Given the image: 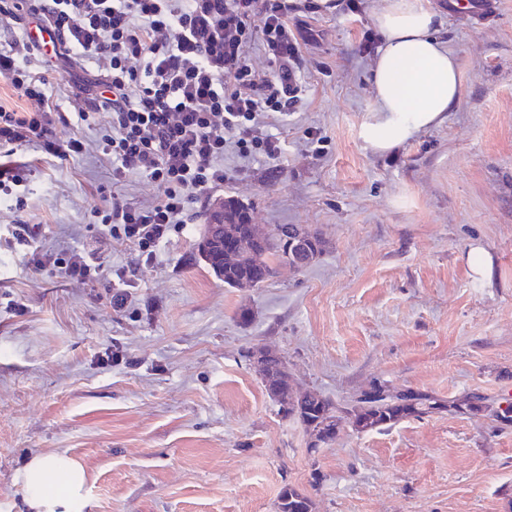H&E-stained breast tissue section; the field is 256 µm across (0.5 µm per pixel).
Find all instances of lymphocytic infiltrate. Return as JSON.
Returning <instances> with one entry per match:
<instances>
[{
  "instance_id": "obj_1",
  "label": "lymphocytic infiltrate",
  "mask_w": 512,
  "mask_h": 512,
  "mask_svg": "<svg viewBox=\"0 0 512 512\" xmlns=\"http://www.w3.org/2000/svg\"><path fill=\"white\" fill-rule=\"evenodd\" d=\"M321 9L320 0H48L37 20L58 44L20 34L0 45V78L27 101L0 103V193L25 186L29 169L16 154L26 144L61 160L87 153L81 138L61 145L53 137L63 114L46 74H67L78 123L110 116L99 148L112 161L113 183L142 171L158 188L141 205L113 194L89 229L132 243L152 261L176 225L191 221L190 189L223 185L217 161L227 144L247 157L280 154L257 118L288 114L298 101L300 42L289 21ZM257 43L274 73L249 64ZM52 261L73 281L99 279L95 250H66Z\"/></svg>"
}]
</instances>
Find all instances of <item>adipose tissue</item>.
<instances>
[{
  "instance_id": "ef3b65f1",
  "label": "adipose tissue",
  "mask_w": 512,
  "mask_h": 512,
  "mask_svg": "<svg viewBox=\"0 0 512 512\" xmlns=\"http://www.w3.org/2000/svg\"><path fill=\"white\" fill-rule=\"evenodd\" d=\"M374 21L383 46L371 69L373 107L360 136L366 148L385 153L442 122L458 101L459 69L423 0H383ZM21 479L28 512L85 506L86 471L70 456L33 457Z\"/></svg>"
}]
</instances>
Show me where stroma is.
<instances>
[{"label":"stroma","mask_w":512,"mask_h":512,"mask_svg":"<svg viewBox=\"0 0 512 512\" xmlns=\"http://www.w3.org/2000/svg\"><path fill=\"white\" fill-rule=\"evenodd\" d=\"M334 2L293 21L303 91L288 115L262 119L281 155L227 149L223 186L198 192L196 217L153 261L92 238L93 211L116 191L98 153L40 163L23 200L0 195V231L44 225L43 254L97 246L104 275L81 284L33 268L24 248L0 250V512H23L19 475L52 453L84 464L85 512H277L287 484L314 512H512V426L441 412L347 426L313 452L246 357L277 351L298 390L343 403L375 383L448 403L512 398V0L481 24L424 0L458 60L459 98L383 154L359 137L374 62L361 44L382 0ZM229 196L264 232L318 234L322 253L264 287H225L195 253ZM474 244L490 278L470 270ZM119 269L121 309L105 298ZM109 350L119 358L106 365Z\"/></svg>","instance_id":"obj_1"}]
</instances>
